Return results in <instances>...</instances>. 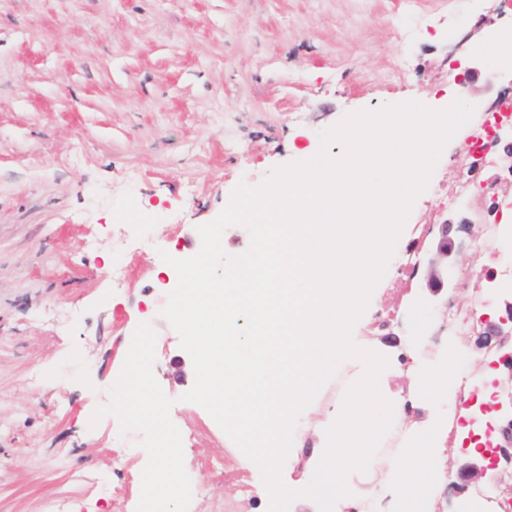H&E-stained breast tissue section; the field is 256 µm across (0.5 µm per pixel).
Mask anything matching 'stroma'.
Instances as JSON below:
<instances>
[{
    "label": "stroma",
    "instance_id": "1",
    "mask_svg": "<svg viewBox=\"0 0 512 512\" xmlns=\"http://www.w3.org/2000/svg\"><path fill=\"white\" fill-rule=\"evenodd\" d=\"M512 30L499 0H0V512H138L155 428L127 418L120 380L129 345L149 340L156 385L187 452L179 512H267L258 472L201 406L183 401L193 362L160 314L176 278L164 255L190 258L198 226L217 218L239 181L318 148L346 114L457 97L455 75L482 59L472 122L512 99V70L484 48ZM449 142L412 209L389 271L358 321L360 344L398 365L414 297L433 321L424 356L448 342L473 352L480 378L497 357L477 334L449 336V317L512 299V234L488 213L483 186L507 166L482 164ZM449 223L450 290L411 289L407 257L429 258L430 224ZM492 244L493 262H473ZM345 364L302 413L301 445L282 475L303 488L325 420L356 377Z\"/></svg>",
    "mask_w": 512,
    "mask_h": 512
}]
</instances>
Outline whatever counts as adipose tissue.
<instances>
[{
	"label": "adipose tissue",
	"instance_id": "obj_1",
	"mask_svg": "<svg viewBox=\"0 0 512 512\" xmlns=\"http://www.w3.org/2000/svg\"><path fill=\"white\" fill-rule=\"evenodd\" d=\"M121 379L129 394L128 418L155 427L164 442L163 448L152 451L153 464L141 476L144 490L141 512H178V494L173 489V463L183 447L177 437L178 427L169 417L166 402L156 388L145 338H138L130 349Z\"/></svg>",
	"mask_w": 512,
	"mask_h": 512
}]
</instances>
